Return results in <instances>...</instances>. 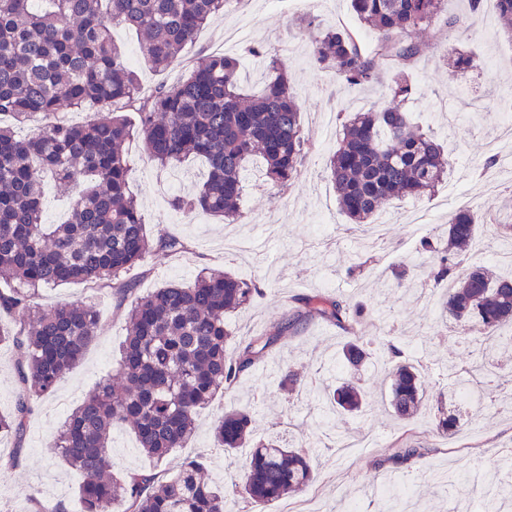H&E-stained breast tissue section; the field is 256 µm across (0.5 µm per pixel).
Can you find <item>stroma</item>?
Masks as SVG:
<instances>
[{"label":"stroma","instance_id":"1","mask_svg":"<svg viewBox=\"0 0 512 512\" xmlns=\"http://www.w3.org/2000/svg\"><path fill=\"white\" fill-rule=\"evenodd\" d=\"M443 12L460 18L462 24L449 30L436 21L420 34L422 52L410 69L413 95L406 108L443 143L451 162L448 179L433 196L396 199L383 209L388 220L386 236L399 243L400 250H374L369 269L358 282L349 279L346 270L361 246L346 229L347 219L338 208L336 191L325 172V163L337 144L322 143L321 118L327 115L337 122L345 113L388 103L394 69L383 66L378 81L367 86L350 85L322 71L309 56L308 35L297 25L299 11L282 10L271 0H238L235 9L224 11L198 32L176 65L160 73L145 65L135 32L115 27L112 38L147 91L188 75L201 53L237 55L246 46L264 45L288 71V81L301 105L302 125L312 143L298 179L283 188L248 183L241 201L243 223L227 224L203 212L186 217L171 207L172 181H179L185 190L202 184L206 170L199 161H186L174 170L163 168L149 159L139 140H132L129 188L140 203L150 236L174 235L191 247L183 254L153 251L143 265L131 268L127 276L136 282L139 295L171 283L190 285L203 269L225 270L255 280L261 296L229 318L231 327L241 335L272 329L294 313L299 298L324 290L365 302L384 314L387 325L403 329L411 359L423 367L426 393L436 398L445 375L443 360L465 365L472 347L466 335L447 342L432 337L430 329L438 322L435 299H419L413 292L389 287L401 256L415 253L423 235L418 225L407 223L406 217L422 208L435 226L447 223L450 215L464 206L481 216L512 213V193L487 190L483 179L474 174L489 154L488 141L505 111L504 101L512 96V40L501 27L495 0H484L482 9L474 14L466 0H444ZM458 50L471 52L477 61L476 68L464 78L457 77L447 65L448 57ZM328 215L334 222L326 237H315L314 225ZM265 219L281 227L280 236L267 249L248 260L225 251V234H249L255 222ZM34 303L41 308L64 303L91 306L99 318L98 336L82 360L60 379L55 391L39 403L29 420L22 450H15L11 437L0 438V457L13 461L9 468L0 469V505L10 512H31L38 500L51 512L56 507L78 512L82 477L61 462L51 446L66 416L101 378L116 369L118 348L126 335L127 308L115 296L84 282L42 287ZM344 336L335 325L305 321L298 333L281 338L265 362L201 409L193 435L162 462L145 455L129 428L114 430V472L152 469L168 477L184 459L200 457L210 477H234L223 450L212 443V429L225 409L247 403L253 411L255 438L310 447L317 465L313 487L324 497L325 512H346V504L357 489L364 492L363 512H378L380 477L386 471L402 470L398 455L408 434L434 447L435 452L414 461L413 467L422 478L410 482L411 497L401 512H484L479 490L467 479L470 462L473 454H482L488 476L502 474L504 464L495 451L512 445V400L487 407L469 428L445 439L433 433L426 417L408 425L383 412L370 418H349L342 422V429L354 437L369 435L370 443L354 449L331 446L303 397L285 394L276 376L282 364L309 365L316 359L332 362ZM436 469L463 476L464 481L452 488L438 484L432 477Z\"/></svg>","mask_w":512,"mask_h":512}]
</instances>
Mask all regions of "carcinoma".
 <instances>
[{
  "label": "carcinoma",
  "instance_id": "carcinoma-1",
  "mask_svg": "<svg viewBox=\"0 0 512 512\" xmlns=\"http://www.w3.org/2000/svg\"><path fill=\"white\" fill-rule=\"evenodd\" d=\"M441 3L351 0L373 34L369 51L340 28L310 37L314 64L348 84L375 82L381 59L398 72L390 86L392 104L354 113L326 162L340 211L349 228L363 235L391 200L428 196L448 175L442 145L402 107L412 91L407 71L420 52L416 36L430 26ZM224 6L225 0H0V284H5L0 314L27 312L19 331L0 330V344L17 352L20 384L12 412L0 414V434L22 442L38 403L97 336L92 308L74 303L37 308L32 299L39 288L92 282L111 289L123 303L136 287L124 275L152 250H188L175 236L149 238L128 189L130 139H139L161 167H175L189 156L205 163L207 179L198 190L171 199L185 214L198 210L230 224L242 222L239 201L254 160L273 186L297 178L309 138L288 74L268 48H246L267 69L258 93L240 84L241 59L216 53L199 58L181 80L146 94L112 41L115 25L135 30L143 58L164 71ZM451 65L462 78L476 60L457 51ZM63 102L76 110L95 109L94 119L80 125L62 119ZM34 118L40 121L37 129L19 137L16 127ZM44 173L74 195L70 219L63 224L43 220ZM490 223L496 240L512 241V216ZM478 224L472 210L461 208L448 219V234L421 238L419 251L435 257L433 287L448 284L438 299L442 323L436 336L447 337L450 327L473 335L469 363L451 366L448 377L458 389L473 388L491 403L503 382L512 380L511 371H491L485 363L491 350L512 346V333H498L512 327V278L467 264ZM368 253L366 248L356 255L349 266L352 278L363 276ZM259 293L251 279L204 272L189 286L170 284L131 302L117 378L98 383L54 442V453L83 476L80 512H112L115 500L127 503L126 512H226L229 498L265 506L308 489L315 479L309 450L253 440L247 405L225 411L212 435L227 458L251 448L239 481L216 484L196 459L184 462L168 480L154 471L118 477L111 456L112 430L118 426L129 427L140 448L158 461L183 447L197 410L265 361L281 336L296 333L303 319L347 333L336 354L347 372L370 367L389 375L388 407L396 418L411 422L429 406L437 436L461 430L460 415L428 403L421 372L406 361L400 337L377 343L365 338L374 309L335 295H310L273 330L238 340L225 317L252 304ZM279 374L281 386L291 392L315 391L330 415L363 417L372 411L368 392L352 376L329 384L294 366ZM426 451L409 440L399 458L407 462Z\"/></svg>",
  "mask_w": 512,
  "mask_h": 512
}]
</instances>
